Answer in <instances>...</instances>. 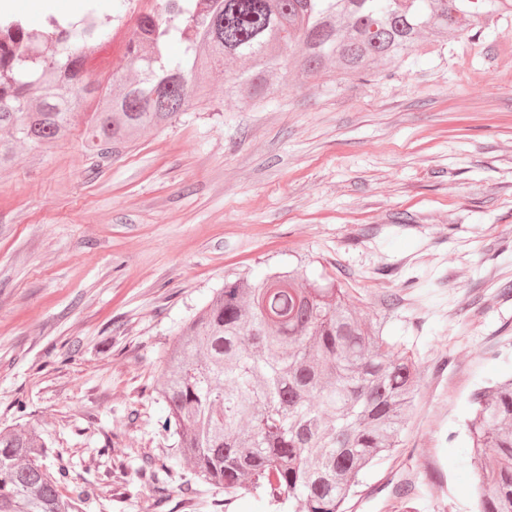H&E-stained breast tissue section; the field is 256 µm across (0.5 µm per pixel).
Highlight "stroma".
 I'll use <instances>...</instances> for the list:
<instances>
[{"instance_id":"35a3bbf8","label":"stroma","mask_w":512,"mask_h":512,"mask_svg":"<svg viewBox=\"0 0 512 512\" xmlns=\"http://www.w3.org/2000/svg\"><path fill=\"white\" fill-rule=\"evenodd\" d=\"M88 2L9 13L38 25ZM94 108L0 168V427L42 433L83 512H275L171 465L157 387L226 275L297 268L385 314L418 366L404 445L348 512H402L405 482L415 512H471L468 400L512 358V14L478 40L420 43L390 77L292 73L267 105L214 83L102 156L84 149ZM144 464L159 483L135 478Z\"/></svg>"}]
</instances>
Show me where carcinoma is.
<instances>
[{"mask_svg": "<svg viewBox=\"0 0 512 512\" xmlns=\"http://www.w3.org/2000/svg\"><path fill=\"white\" fill-rule=\"evenodd\" d=\"M508 11L512 0H165L141 16L124 55L137 77L117 93L84 75L110 18L51 17L41 31L0 20V166L19 143L62 137L90 95L87 150L104 155L206 98L211 78L229 99L264 101L290 69L363 78L401 67L425 39L479 37ZM163 359L175 461L228 495L248 484L299 512H346L366 470L402 446L417 382L414 356L383 321L357 317L336 281L290 271L224 278ZM470 403L477 512H512V377ZM47 455L35 430H0V512H82L84 489L63 494L69 471Z\"/></svg>", "mask_w": 512, "mask_h": 512, "instance_id": "obj_1", "label": "carcinoma"}]
</instances>
